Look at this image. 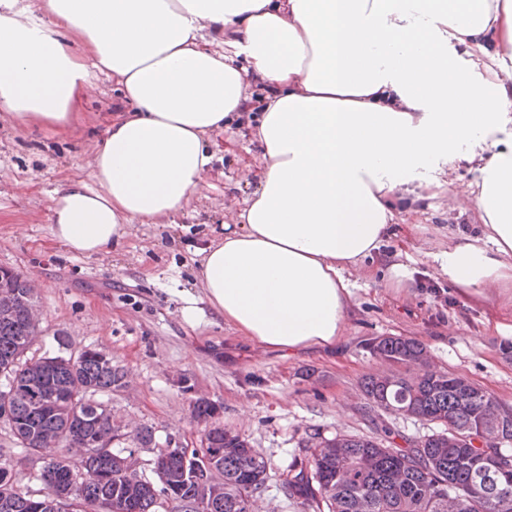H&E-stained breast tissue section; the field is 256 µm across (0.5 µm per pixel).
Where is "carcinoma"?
<instances>
[{"mask_svg":"<svg viewBox=\"0 0 512 512\" xmlns=\"http://www.w3.org/2000/svg\"><path fill=\"white\" fill-rule=\"evenodd\" d=\"M16 302L10 321L0 320V367L7 368L6 389L12 436L28 455L50 439L64 442L79 454L84 467L61 456L39 473L44 491L30 497L15 486L12 463L0 462V512H61L56 496L74 487L82 512H100L112 500L118 512H174L204 498L201 486L184 477L186 451L157 449L154 478L125 472L122 448H89L97 438L115 437L112 417L91 397L112 393L124 385V373L88 348L76 358L59 355L24 361L36 329L28 321V289L15 277L8 288ZM367 351L391 366L409 368L426 346L415 338L378 336ZM368 400L386 412H407L443 429L406 440V448H387L375 436L349 435L320 444V454L288 466L283 488L312 512H512V468L492 474L486 483L480 469L494 463L512 444V425L501 441L488 442L465 458L467 449L448 443V429L468 432L484 425L499 426V403L485 391H475L467 379L448 372L406 376L393 371L370 376L363 383ZM214 402L200 397L193 418L208 427V447L215 448L217 471L224 474V494L209 512H248V500L261 493L268 479L264 457L248 440L215 420Z\"/></svg>","mask_w":512,"mask_h":512,"instance_id":"cac0c4a2","label":"carcinoma"}]
</instances>
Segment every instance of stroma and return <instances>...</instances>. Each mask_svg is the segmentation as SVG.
Returning a JSON list of instances; mask_svg holds the SVG:
<instances>
[{"label":"stroma","mask_w":512,"mask_h":512,"mask_svg":"<svg viewBox=\"0 0 512 512\" xmlns=\"http://www.w3.org/2000/svg\"><path fill=\"white\" fill-rule=\"evenodd\" d=\"M116 97L111 83L101 84L81 104L78 131L62 137L0 119V268L35 281L40 311L27 358L75 356L88 347L109 353L126 383L104 404L117 425L151 428L159 444L176 436L185 447H201L204 427L193 420L192 404L200 397L216 402L219 422L268 464L260 512H308L286 499L280 484L292 459L310 456L324 440L373 436L385 424L401 447L437 431V423L371 409L362 382L389 369L366 351L372 337L422 341L433 369L464 377L512 408V287L483 298L439 276L432 259L480 230L474 204L456 207L451 195L416 186L398 192L393 231L369 264L372 277L347 274L353 298L345 333L329 350L261 349L209 308L195 327L181 317L183 291H199L198 249L235 223L255 188L260 153L247 125L213 135L212 171L166 223L133 225L122 242L92 256L52 240L50 193L67 179L88 178ZM387 256L411 271L405 287H386ZM1 458L15 464L21 491H42L39 463L0 422Z\"/></svg>","instance_id":"35a3bbf8"}]
</instances>
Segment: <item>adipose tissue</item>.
Wrapping results in <instances>:
<instances>
[{"instance_id":"adipose-tissue-1","label":"adipose tissue","mask_w":512,"mask_h":512,"mask_svg":"<svg viewBox=\"0 0 512 512\" xmlns=\"http://www.w3.org/2000/svg\"><path fill=\"white\" fill-rule=\"evenodd\" d=\"M120 104L50 232L93 255L184 210L212 133L256 115L262 165L199 252L202 297L265 349L332 348L393 200L477 163L478 235L435 254L480 295L512 282V0H0V118L57 134L100 78Z\"/></svg>"}]
</instances>
